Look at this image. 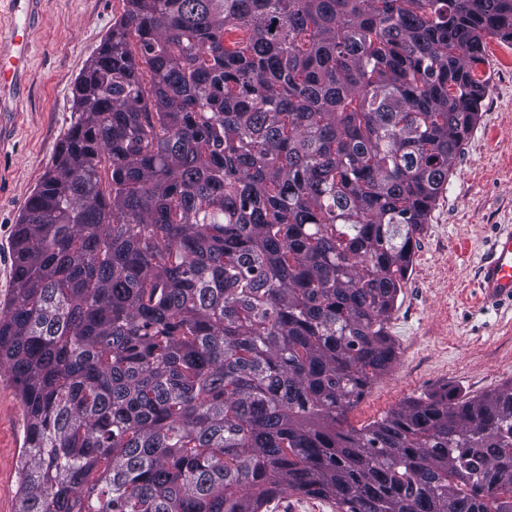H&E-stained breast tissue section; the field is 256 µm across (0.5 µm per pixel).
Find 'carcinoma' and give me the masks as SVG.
Instances as JSON below:
<instances>
[{
	"mask_svg": "<svg viewBox=\"0 0 512 512\" xmlns=\"http://www.w3.org/2000/svg\"><path fill=\"white\" fill-rule=\"evenodd\" d=\"M11 241L16 512H512V381L362 428L512 0H126ZM268 512H336V507L321 499L285 495L271 503Z\"/></svg>",
	"mask_w": 512,
	"mask_h": 512,
	"instance_id": "carcinoma-1",
	"label": "carcinoma"
}]
</instances>
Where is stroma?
<instances>
[{
	"label": "stroma",
	"instance_id": "1",
	"mask_svg": "<svg viewBox=\"0 0 512 512\" xmlns=\"http://www.w3.org/2000/svg\"><path fill=\"white\" fill-rule=\"evenodd\" d=\"M126 0H35L33 56L17 111L0 114V305L13 294L11 238L74 119L73 87L123 16ZM475 76L478 120L417 236L412 268L387 322L397 359L350 412L354 427L440 387L467 396L512 381V301L485 305L478 288L490 244L512 230V43L485 39ZM24 411L0 376V512H16Z\"/></svg>",
	"mask_w": 512,
	"mask_h": 512
}]
</instances>
